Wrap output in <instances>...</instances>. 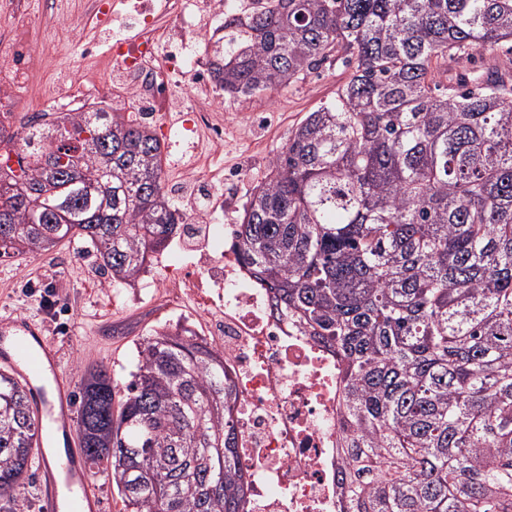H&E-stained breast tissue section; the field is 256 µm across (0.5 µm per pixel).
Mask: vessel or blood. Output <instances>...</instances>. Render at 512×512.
<instances>
[{
	"mask_svg": "<svg viewBox=\"0 0 512 512\" xmlns=\"http://www.w3.org/2000/svg\"><path fill=\"white\" fill-rule=\"evenodd\" d=\"M0 335L9 342L8 347L0 346V363L13 365L26 382L36 381L45 372H52L55 394L49 398L35 393L37 415L51 418L63 431H71V381L62 368L58 350L45 336L43 329L27 318L10 319L0 323ZM57 486L56 472L46 469L41 481L45 512H57Z\"/></svg>",
	"mask_w": 512,
	"mask_h": 512,
	"instance_id": "1",
	"label": "vessel or blood"
}]
</instances>
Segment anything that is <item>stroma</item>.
<instances>
[{
	"label": "stroma",
	"mask_w": 512,
	"mask_h": 512,
	"mask_svg": "<svg viewBox=\"0 0 512 512\" xmlns=\"http://www.w3.org/2000/svg\"><path fill=\"white\" fill-rule=\"evenodd\" d=\"M49 0H30L32 38L44 65L24 87L31 109L44 113L60 107L61 87L86 83L115 84L101 67L110 47L111 31L131 37L137 32L134 17L143 3L160 9L163 0H116L109 27H102L91 0H58V8L71 21L69 29L54 27L47 19ZM346 73L341 65L324 66L289 87L250 98H222V109L213 113L223 123L224 139L214 142L206 129H197L191 140L180 134L185 113L169 114L174 133L166 149L164 182L176 208L192 207V192L209 198L211 223L221 225L222 238H230L244 204L268 171L271 157L286 143L290 131L321 103L332 99ZM195 150L194 160L208 173L206 179L188 183L172 159ZM190 238H177L153 260L137 284L129 286L108 279L93 249L74 239L35 255L0 258V320L30 317L44 328L60 351L62 367L72 381L83 372L105 366L115 379L128 380L135 368L137 348L154 330L183 325L198 336L209 335L212 319L198 312L196 301L182 300L179 308L160 304L159 285L170 266H189L198 257ZM52 307H45V300Z\"/></svg>",
	"instance_id": "1"
}]
</instances>
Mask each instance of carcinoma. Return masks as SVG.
Returning <instances> with one entry per match:
<instances>
[{
  "label": "carcinoma",
  "mask_w": 512,
  "mask_h": 512,
  "mask_svg": "<svg viewBox=\"0 0 512 512\" xmlns=\"http://www.w3.org/2000/svg\"><path fill=\"white\" fill-rule=\"evenodd\" d=\"M214 51L224 95L342 62L233 229L273 314L341 361L340 512H512V0H255ZM0 255L77 236L133 284L187 222L160 139L128 112H66L0 140ZM236 393L188 329L140 343L119 382L81 377L77 433L124 512H241ZM33 393L0 370V512H28Z\"/></svg>",
  "instance_id": "1"
}]
</instances>
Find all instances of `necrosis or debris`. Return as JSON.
<instances>
[{"instance_id": "obj_1", "label": "necrosis or debris", "mask_w": 512, "mask_h": 512, "mask_svg": "<svg viewBox=\"0 0 512 512\" xmlns=\"http://www.w3.org/2000/svg\"><path fill=\"white\" fill-rule=\"evenodd\" d=\"M12 18L0 48V129L23 109L21 88L41 64L28 34L29 0H5ZM182 0H172L167 23L143 8L136 43L112 38V61L124 79L126 100L153 105L151 119L168 138L161 113L177 96L176 75H192L189 100L207 98L215 87L211 62L195 42L213 38L215 28H190ZM199 248L200 268L172 271L174 291L199 292V311L224 320L211 343L224 353V370L234 383L237 455L247 484L244 512H339V472L346 463L338 441L342 387L339 361L322 344L300 335L273 315L270 294L220 244V231L207 214Z\"/></svg>"}]
</instances>
